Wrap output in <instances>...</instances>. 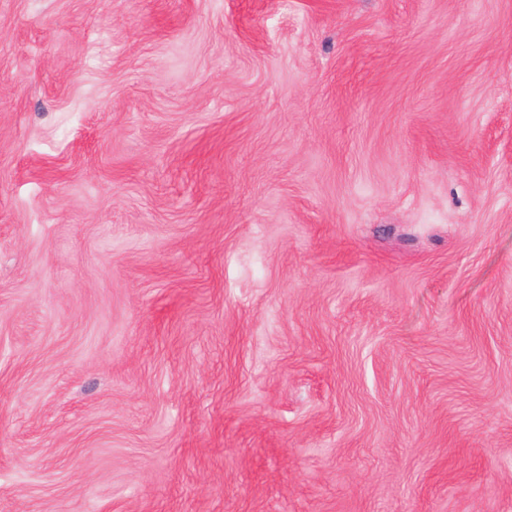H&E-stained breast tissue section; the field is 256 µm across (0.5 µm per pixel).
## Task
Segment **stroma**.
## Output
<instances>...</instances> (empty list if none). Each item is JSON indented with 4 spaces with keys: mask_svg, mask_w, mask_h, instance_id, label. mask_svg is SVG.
Returning a JSON list of instances; mask_svg holds the SVG:
<instances>
[{
    "mask_svg": "<svg viewBox=\"0 0 512 512\" xmlns=\"http://www.w3.org/2000/svg\"><path fill=\"white\" fill-rule=\"evenodd\" d=\"M0 512H512V0H0Z\"/></svg>",
    "mask_w": 512,
    "mask_h": 512,
    "instance_id": "obj_1",
    "label": "stroma"
}]
</instances>
